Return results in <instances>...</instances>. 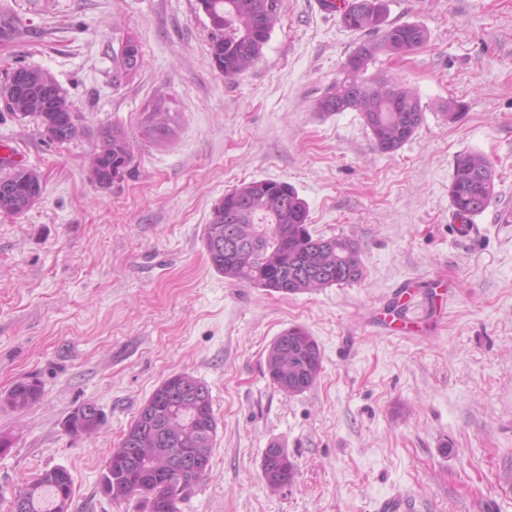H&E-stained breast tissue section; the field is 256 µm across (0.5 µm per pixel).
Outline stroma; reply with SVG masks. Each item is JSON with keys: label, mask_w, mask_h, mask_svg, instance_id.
Listing matches in <instances>:
<instances>
[{"label": "stroma", "mask_w": 512, "mask_h": 512, "mask_svg": "<svg viewBox=\"0 0 512 512\" xmlns=\"http://www.w3.org/2000/svg\"><path fill=\"white\" fill-rule=\"evenodd\" d=\"M388 19L422 25L427 42L380 54L369 70L413 87L425 109L415 135L377 151L355 111L316 100L362 41L315 0H284L256 65L220 74L196 0H0L13 19L0 70L49 71L82 133L46 144L31 119L0 108V142L43 177L25 214L0 213V395L38 381L23 410L0 404V494L43 470L73 479L68 512H145L143 499L101 491L106 463L144 401L187 372L210 389L218 421L211 470L180 512H372L410 492L414 512H512L498 473L512 463V0H388ZM136 38L142 63L117 57ZM164 95L177 135L136 139L130 177L90 181L101 128L135 134ZM458 102L462 119L443 113ZM487 156L495 198L458 240L448 187L457 154ZM293 185L313 236L361 250L349 286L279 295L216 272L204 227L245 180ZM298 325L322 372L289 396L265 374L266 348ZM85 403L105 422L74 437ZM280 441L294 463L272 489L262 457Z\"/></svg>", "instance_id": "obj_1"}]
</instances>
